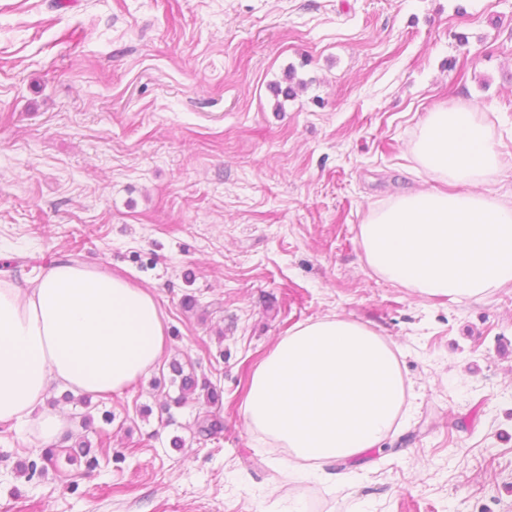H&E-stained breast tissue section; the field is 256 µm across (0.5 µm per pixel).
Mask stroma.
<instances>
[{
  "mask_svg": "<svg viewBox=\"0 0 512 512\" xmlns=\"http://www.w3.org/2000/svg\"><path fill=\"white\" fill-rule=\"evenodd\" d=\"M457 104L494 128L512 203V0H0L12 277L110 269L170 336L124 394L49 390L96 469L61 448L25 481L44 443L0 423V512H512V288L424 299L359 242L371 209L426 185L409 146ZM336 315L398 348L409 417L364 468L289 478L241 399L280 336ZM172 358L221 387L220 435L194 434L197 404L166 408ZM56 452L53 448L43 449L36 459L29 460L27 463L20 464L18 476L24 477L27 481H31L34 477L44 475L49 466H55Z\"/></svg>",
  "mask_w": 512,
  "mask_h": 512,
  "instance_id": "35a3bbf8",
  "label": "stroma"
}]
</instances>
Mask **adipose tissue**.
Instances as JSON below:
<instances>
[{"label":"adipose tissue","instance_id":"adipose-tissue-1","mask_svg":"<svg viewBox=\"0 0 512 512\" xmlns=\"http://www.w3.org/2000/svg\"><path fill=\"white\" fill-rule=\"evenodd\" d=\"M411 152L431 184L370 211L360 227L368 265L427 298L479 302L511 286L512 205L488 188L500 168L492 127L468 107L436 109ZM167 331L153 293L109 272L58 263L24 285L0 280V422H31L45 444L63 446L65 420L42 408L51 385L124 393L160 363ZM404 404L390 342L336 316L279 337L241 408L288 450L289 466L318 474L377 447Z\"/></svg>","mask_w":512,"mask_h":512}]
</instances>
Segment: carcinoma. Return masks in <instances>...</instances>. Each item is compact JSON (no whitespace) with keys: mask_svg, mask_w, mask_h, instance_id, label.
Returning <instances> with one entry per match:
<instances>
[{"mask_svg":"<svg viewBox=\"0 0 512 512\" xmlns=\"http://www.w3.org/2000/svg\"><path fill=\"white\" fill-rule=\"evenodd\" d=\"M171 373L170 382L177 386L178 394L171 398V402L182 407L189 403L199 404V410L194 420V433L202 437H212L222 432L224 423L220 415L213 408L222 404V391L207 378H199L194 367L186 366L174 358L169 363ZM85 459L87 468L98 466L97 456L92 454L91 445L82 441L72 450L68 460L75 462ZM56 464V452L52 448L41 451L39 457L19 465L18 476L27 480L44 475L48 467Z\"/></svg>","mask_w":512,"mask_h":512,"instance_id":"1","label":"carcinoma"}]
</instances>
